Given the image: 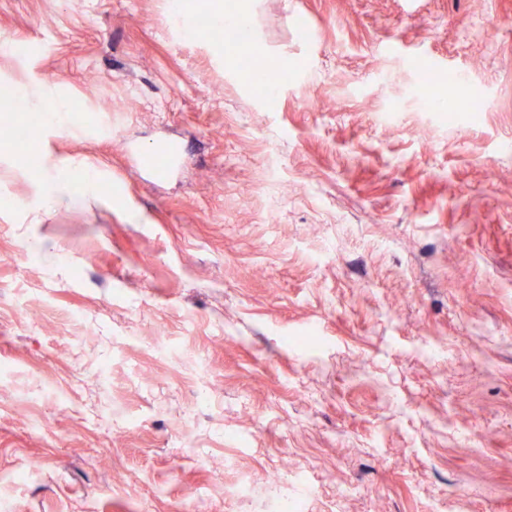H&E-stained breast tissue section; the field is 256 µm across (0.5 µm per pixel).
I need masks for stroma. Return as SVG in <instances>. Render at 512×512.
<instances>
[{"mask_svg": "<svg viewBox=\"0 0 512 512\" xmlns=\"http://www.w3.org/2000/svg\"><path fill=\"white\" fill-rule=\"evenodd\" d=\"M183 2L0 0V512H512V0ZM244 66L250 80L255 84L258 82L275 84L280 77L279 73L274 74V72L268 68L266 61L260 58L249 59L245 62ZM98 190L104 191L105 187L97 182L91 169L83 162L56 169L47 180L36 205L30 210V214H33L32 221H37L39 212L55 207L73 192L97 196Z\"/></svg>", "mask_w": 512, "mask_h": 512, "instance_id": "obj_1", "label": "stroma"}]
</instances>
